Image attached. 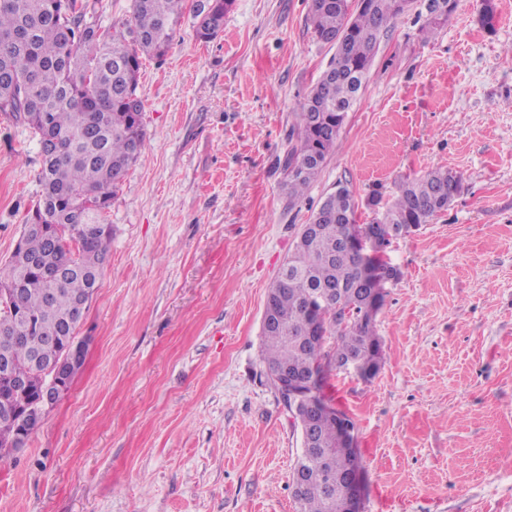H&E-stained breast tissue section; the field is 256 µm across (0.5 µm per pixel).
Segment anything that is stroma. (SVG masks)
<instances>
[{
  "mask_svg": "<svg viewBox=\"0 0 512 512\" xmlns=\"http://www.w3.org/2000/svg\"><path fill=\"white\" fill-rule=\"evenodd\" d=\"M480 0L425 39L410 10L381 35L335 150L296 204L294 117L335 49L311 0H234L199 41L184 18L138 94L145 148L112 198V247L80 336L85 364L20 453L0 512H298L303 448L261 360L267 291L338 186L372 193L443 166L447 212L386 255L402 278L375 317L371 381L331 371L356 422L363 512H512V0ZM39 145L0 112V271L41 192Z\"/></svg>",
  "mask_w": 512,
  "mask_h": 512,
  "instance_id": "obj_1",
  "label": "stroma"
}]
</instances>
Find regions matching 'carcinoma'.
Masks as SVG:
<instances>
[{
  "instance_id": "1",
  "label": "carcinoma",
  "mask_w": 512,
  "mask_h": 512,
  "mask_svg": "<svg viewBox=\"0 0 512 512\" xmlns=\"http://www.w3.org/2000/svg\"><path fill=\"white\" fill-rule=\"evenodd\" d=\"M0 0V112L22 117L37 137L42 156V192L29 211L47 232L26 230L5 275L24 281L15 306L31 322L27 341L14 349V373L35 388L45 367L77 338L74 305L97 287L109 257L112 233L105 223L112 195L145 148L143 101L137 93L143 59L163 57L181 25L186 0H131L130 20L104 27L86 0ZM234 0H195L193 27L207 42L224 28ZM371 9L350 0H312L315 37L344 34L328 66L296 113L289 136L298 144L284 161L288 200L299 199L336 148L347 112L367 79L381 32L405 13L399 0H373ZM424 35L448 19L445 7L457 0H425ZM479 23L495 29L494 0H481ZM461 176L435 167L403 179L386 204L369 196L367 206L384 244L410 234L448 210ZM351 191L327 196L311 223L317 230L297 238L283 273L271 284L279 323L263 330L261 358L267 370L283 367L316 372L315 397L333 369L352 363L360 376L382 355L373 317L360 292L352 291L364 272L397 282L402 272L384 249L346 246L343 217L356 221ZM405 229L396 235L392 228ZM53 299H47L48 294ZM319 316L331 346L304 348L293 342L309 318ZM316 447L305 449L295 468L307 472L299 512H344L345 482L359 455L339 449L342 428L334 417L315 426Z\"/></svg>"
}]
</instances>
